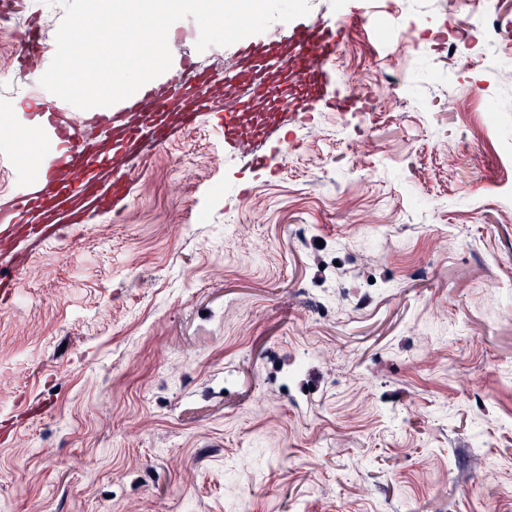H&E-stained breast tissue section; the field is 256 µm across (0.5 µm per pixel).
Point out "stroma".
<instances>
[{
    "label": "stroma",
    "instance_id": "1",
    "mask_svg": "<svg viewBox=\"0 0 512 512\" xmlns=\"http://www.w3.org/2000/svg\"><path fill=\"white\" fill-rule=\"evenodd\" d=\"M309 4L296 25L362 28L329 93L366 95L289 118L256 148L270 169L209 124L176 134L120 220L13 246L0 512H512V0ZM64 15L0 20L16 127L45 99L16 35L37 19L55 54ZM172 29L159 88L234 69L193 18Z\"/></svg>",
    "mask_w": 512,
    "mask_h": 512
}]
</instances>
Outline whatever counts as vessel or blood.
<instances>
[{"label": "vessel or blood", "mask_w": 512, "mask_h": 512, "mask_svg": "<svg viewBox=\"0 0 512 512\" xmlns=\"http://www.w3.org/2000/svg\"><path fill=\"white\" fill-rule=\"evenodd\" d=\"M339 23L317 20L267 42L239 49L244 70L224 78V103L186 92L182 78L164 92L117 103L115 111L75 116L48 106L40 115L50 161L18 182L0 202V233L41 228L53 234L79 224L90 210L120 215L132 181L129 155L144 144L166 147L175 134L213 118L226 148L259 143L283 127L287 113L308 112L324 99L329 63L344 40Z\"/></svg>", "instance_id": "obj_1"}]
</instances>
